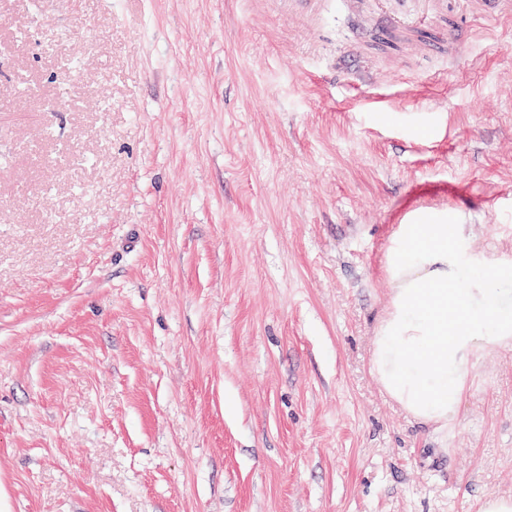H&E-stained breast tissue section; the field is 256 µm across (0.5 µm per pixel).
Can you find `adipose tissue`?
Masks as SVG:
<instances>
[{
    "label": "adipose tissue",
    "mask_w": 512,
    "mask_h": 512,
    "mask_svg": "<svg viewBox=\"0 0 512 512\" xmlns=\"http://www.w3.org/2000/svg\"><path fill=\"white\" fill-rule=\"evenodd\" d=\"M463 233L460 224L398 226L370 360L384 392L438 431L457 414L477 362L512 349V261L463 256Z\"/></svg>",
    "instance_id": "obj_1"
}]
</instances>
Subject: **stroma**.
I'll use <instances>...</instances> for the list:
<instances>
[{"mask_svg":"<svg viewBox=\"0 0 512 512\" xmlns=\"http://www.w3.org/2000/svg\"><path fill=\"white\" fill-rule=\"evenodd\" d=\"M0 0V512H479L512 350L447 432L370 370L401 224L512 260V18ZM431 4L433 7L428 11L426 15L418 17L416 19H404L398 18L397 20L389 21L382 15L384 10L380 9L381 15V27L383 30L398 29L406 35H412L415 32L426 31L429 26L433 23L434 15L444 10V0H424Z\"/></svg>","mask_w":512,"mask_h":512,"instance_id":"stroma-1","label":"stroma"}]
</instances>
